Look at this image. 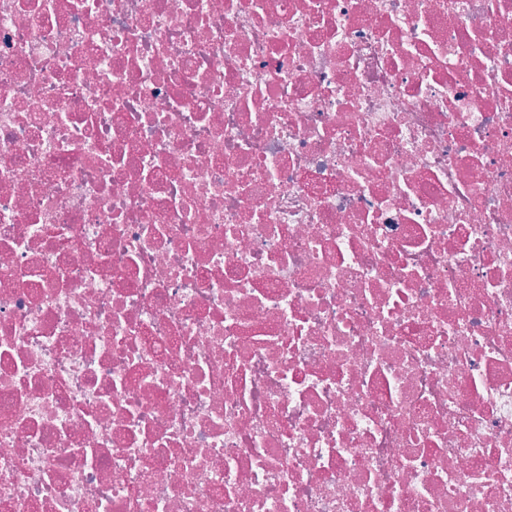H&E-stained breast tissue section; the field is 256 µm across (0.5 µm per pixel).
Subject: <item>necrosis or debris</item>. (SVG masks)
<instances>
[{
  "instance_id": "obj_1",
  "label": "necrosis or debris",
  "mask_w": 512,
  "mask_h": 512,
  "mask_svg": "<svg viewBox=\"0 0 512 512\" xmlns=\"http://www.w3.org/2000/svg\"><path fill=\"white\" fill-rule=\"evenodd\" d=\"M0 512H512V0H0Z\"/></svg>"
}]
</instances>
